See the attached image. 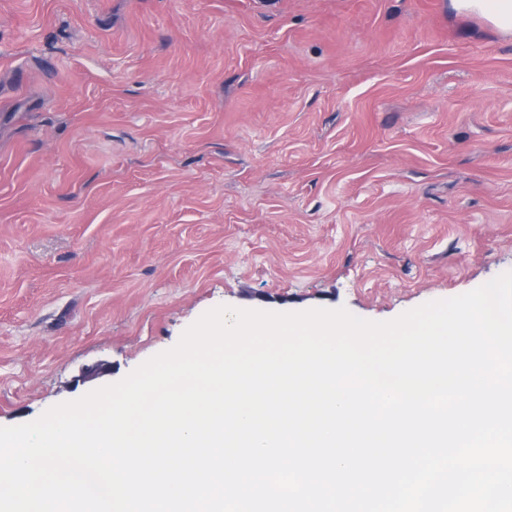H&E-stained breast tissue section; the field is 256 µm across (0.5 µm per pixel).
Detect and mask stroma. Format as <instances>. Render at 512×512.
Listing matches in <instances>:
<instances>
[{
  "mask_svg": "<svg viewBox=\"0 0 512 512\" xmlns=\"http://www.w3.org/2000/svg\"><path fill=\"white\" fill-rule=\"evenodd\" d=\"M512 271V29L455 0H0V426L220 305Z\"/></svg>",
  "mask_w": 512,
  "mask_h": 512,
  "instance_id": "1",
  "label": "stroma"
}]
</instances>
